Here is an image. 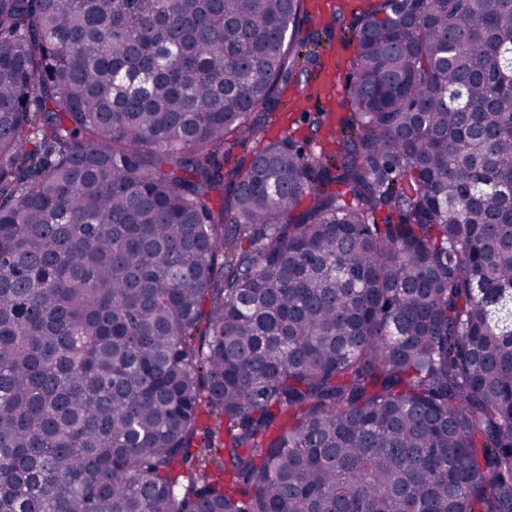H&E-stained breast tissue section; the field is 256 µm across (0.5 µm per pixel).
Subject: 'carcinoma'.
<instances>
[{"label": "carcinoma", "instance_id": "obj_1", "mask_svg": "<svg viewBox=\"0 0 512 512\" xmlns=\"http://www.w3.org/2000/svg\"><path fill=\"white\" fill-rule=\"evenodd\" d=\"M301 3L0 0V512H512V0H379L329 159L226 168Z\"/></svg>", "mask_w": 512, "mask_h": 512}]
</instances>
